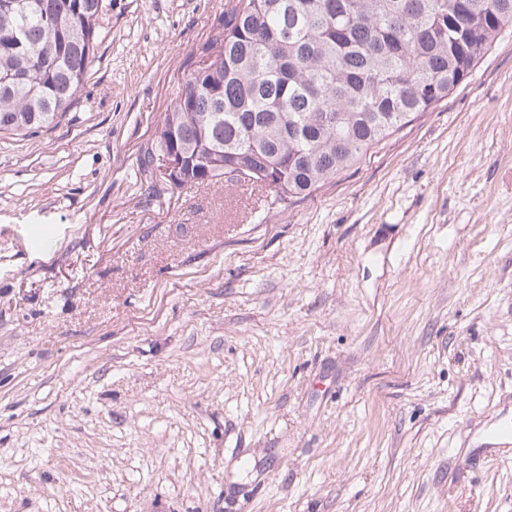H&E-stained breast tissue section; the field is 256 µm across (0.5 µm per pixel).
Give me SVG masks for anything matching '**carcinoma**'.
<instances>
[{
	"label": "carcinoma",
	"instance_id": "cac0c4a2",
	"mask_svg": "<svg viewBox=\"0 0 512 512\" xmlns=\"http://www.w3.org/2000/svg\"><path fill=\"white\" fill-rule=\"evenodd\" d=\"M104 0H0V135L67 112L95 61ZM512 29V0H230L223 49L192 68L155 151L179 185L248 184L305 198L431 109ZM207 160L208 170L199 168Z\"/></svg>",
	"mask_w": 512,
	"mask_h": 512
}]
</instances>
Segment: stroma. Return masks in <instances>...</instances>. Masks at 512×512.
Returning a JSON list of instances; mask_svg holds the SVG:
<instances>
[{"label":"stroma","mask_w":512,"mask_h":512,"mask_svg":"<svg viewBox=\"0 0 512 512\" xmlns=\"http://www.w3.org/2000/svg\"><path fill=\"white\" fill-rule=\"evenodd\" d=\"M105 6L0 137V512H512V459L453 468L512 418V29L280 205L141 162L228 0Z\"/></svg>","instance_id":"35a3bbf8"}]
</instances>
